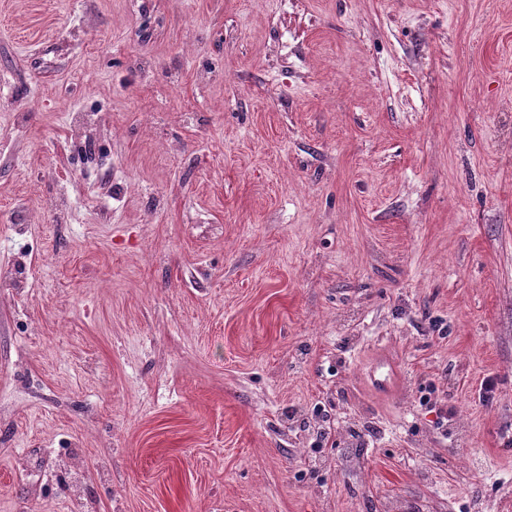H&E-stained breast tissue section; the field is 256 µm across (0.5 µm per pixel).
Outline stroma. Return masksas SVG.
<instances>
[{
	"instance_id": "1",
	"label": "stroma",
	"mask_w": 512,
	"mask_h": 512,
	"mask_svg": "<svg viewBox=\"0 0 512 512\" xmlns=\"http://www.w3.org/2000/svg\"><path fill=\"white\" fill-rule=\"evenodd\" d=\"M84 503L512 512V0H0V512Z\"/></svg>"
}]
</instances>
